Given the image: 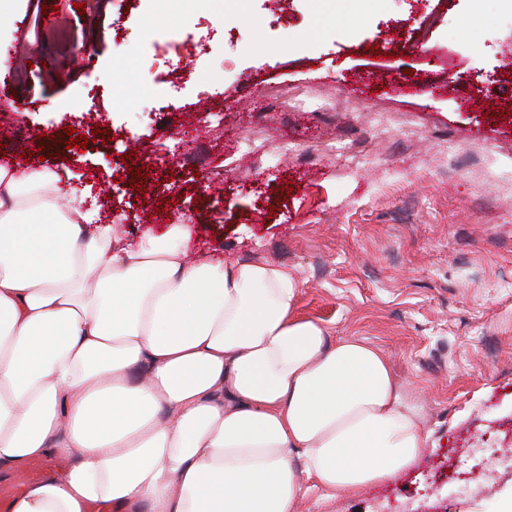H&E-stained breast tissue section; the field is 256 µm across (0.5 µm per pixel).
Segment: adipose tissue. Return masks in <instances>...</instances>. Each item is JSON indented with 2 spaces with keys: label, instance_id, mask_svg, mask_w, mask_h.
I'll return each instance as SVG.
<instances>
[{
  "label": "adipose tissue",
  "instance_id": "ef3b65f1",
  "mask_svg": "<svg viewBox=\"0 0 512 512\" xmlns=\"http://www.w3.org/2000/svg\"><path fill=\"white\" fill-rule=\"evenodd\" d=\"M128 241L47 169L0 163V473L66 460L13 512H300L429 446L388 356L296 312L269 261Z\"/></svg>",
  "mask_w": 512,
  "mask_h": 512
}]
</instances>
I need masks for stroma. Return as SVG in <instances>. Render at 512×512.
I'll list each match as a JSON object with an SVG mask.
<instances>
[{
    "label": "stroma",
    "instance_id": "obj_1",
    "mask_svg": "<svg viewBox=\"0 0 512 512\" xmlns=\"http://www.w3.org/2000/svg\"><path fill=\"white\" fill-rule=\"evenodd\" d=\"M85 2L21 0L0 20L6 155L89 186L128 239L189 218L190 256L287 268L297 314L389 357L431 448L303 512H418L428 496L438 512H496L512 494V182L448 154H512V0H199L162 20L180 28L170 44L148 0ZM423 35L432 57L410 49ZM342 95L357 111L337 110ZM69 126L93 147H67ZM339 140L359 144V166L315 155ZM452 450L467 487L433 482Z\"/></svg>",
    "mask_w": 512,
    "mask_h": 512
}]
</instances>
